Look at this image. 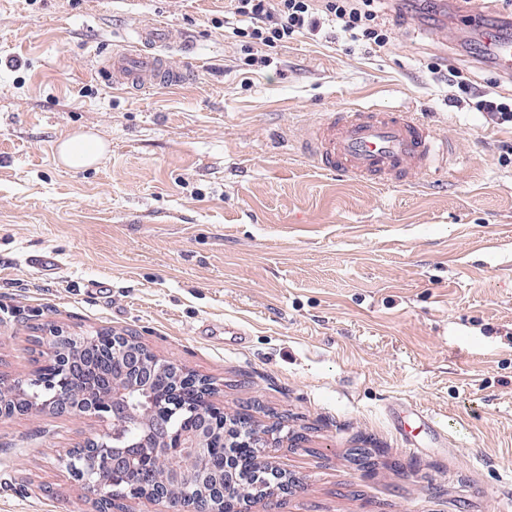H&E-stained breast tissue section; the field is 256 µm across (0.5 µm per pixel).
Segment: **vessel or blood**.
<instances>
[{
    "label": "vessel or blood",
    "mask_w": 512,
    "mask_h": 512,
    "mask_svg": "<svg viewBox=\"0 0 512 512\" xmlns=\"http://www.w3.org/2000/svg\"><path fill=\"white\" fill-rule=\"evenodd\" d=\"M134 49H112L97 65L110 88L146 93L183 84L188 77L179 57L195 47L183 31L150 21L132 28ZM498 69L512 76V39L486 38ZM305 149L322 172L378 186L411 183L446 166L452 157L431 126L409 108L356 106L316 122Z\"/></svg>",
    "instance_id": "vessel-or-blood-1"
}]
</instances>
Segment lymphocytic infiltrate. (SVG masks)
Segmentation results:
<instances>
[{
  "instance_id": "lymphocytic-infiltrate-1",
  "label": "lymphocytic infiltrate",
  "mask_w": 512,
  "mask_h": 512,
  "mask_svg": "<svg viewBox=\"0 0 512 512\" xmlns=\"http://www.w3.org/2000/svg\"><path fill=\"white\" fill-rule=\"evenodd\" d=\"M224 17L234 35L248 43L277 47L305 33H317L322 22L351 41L382 47L391 40L380 20L381 0H230Z\"/></svg>"
}]
</instances>
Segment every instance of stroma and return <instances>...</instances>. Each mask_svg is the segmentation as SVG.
Segmentation results:
<instances>
[{"instance_id": "obj_1", "label": "stroma", "mask_w": 512, "mask_h": 512, "mask_svg": "<svg viewBox=\"0 0 512 512\" xmlns=\"http://www.w3.org/2000/svg\"><path fill=\"white\" fill-rule=\"evenodd\" d=\"M226 4L0 0V378L44 363V325L133 332L281 425L297 485L251 512H512V126L477 106L512 81L467 23L438 39L420 0L385 5L382 48L249 46ZM139 20L193 37L189 85L105 86L101 52ZM356 105L412 107L461 164L395 187L321 172L307 128ZM86 130L106 157L60 166ZM400 406L441 437L397 430ZM103 430L0 418V512H96L65 465Z\"/></svg>"}]
</instances>
